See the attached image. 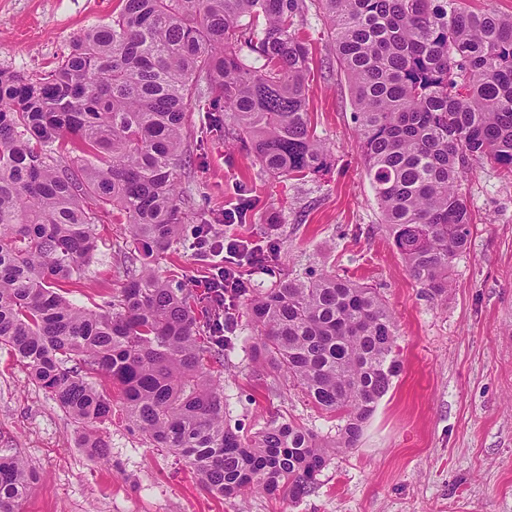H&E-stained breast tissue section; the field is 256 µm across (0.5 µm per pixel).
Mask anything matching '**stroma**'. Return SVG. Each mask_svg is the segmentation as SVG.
Returning <instances> with one entry per match:
<instances>
[{"label":"stroma","instance_id":"stroma-1","mask_svg":"<svg viewBox=\"0 0 512 512\" xmlns=\"http://www.w3.org/2000/svg\"><path fill=\"white\" fill-rule=\"evenodd\" d=\"M118 0H0V69L48 75L85 29L108 22ZM299 34L314 60L308 102L317 135L332 149L329 169L273 177L234 138L211 131L190 110L187 158L179 171L185 209L213 219L246 187L252 208L232 234L272 251L252 287L310 272H333L376 288L397 321L403 368L365 423L356 448L332 457L311 495L248 492L225 500L193 470L129 427L120 405L96 426L108 461L79 448L78 425L0 348V456L23 457L37 479L23 512H512V175L473 162L460 192L472 212L467 250L454 262L446 295L430 296L408 275L366 176L348 82L329 70L336 52L316 0H305ZM185 223L154 263L168 280L209 275ZM99 251L72 303L93 309L123 281L118 248H134L131 228L103 216ZM234 349L222 372L231 422L250 434L272 420L324 436L336 418L272 374L252 376L255 342L246 299L235 303Z\"/></svg>","mask_w":512,"mask_h":512}]
</instances>
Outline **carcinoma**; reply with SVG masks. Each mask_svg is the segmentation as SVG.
<instances>
[{
    "instance_id": "cac0c4a2",
    "label": "carcinoma",
    "mask_w": 512,
    "mask_h": 512,
    "mask_svg": "<svg viewBox=\"0 0 512 512\" xmlns=\"http://www.w3.org/2000/svg\"><path fill=\"white\" fill-rule=\"evenodd\" d=\"M80 34L54 72L0 69V344L82 428L112 416L182 458L208 489H257L297 502L330 457L355 447L402 369L397 325L376 289L333 273L284 278L248 304L255 374L273 372L343 421L324 437L291 421L252 435L226 422L221 376L236 337L148 259L173 244L185 211L178 170L186 112L197 102L224 131L233 121L267 172L328 169L331 152L308 112L311 58L295 29L302 0H120ZM329 22L366 172L409 276L447 294L472 216L459 193L470 162L512 174V15L460 0H318ZM262 61L256 66L254 62ZM115 213L140 241L123 262L110 310L70 303L85 278L95 227ZM35 473L0 457V512H22Z\"/></svg>"
}]
</instances>
